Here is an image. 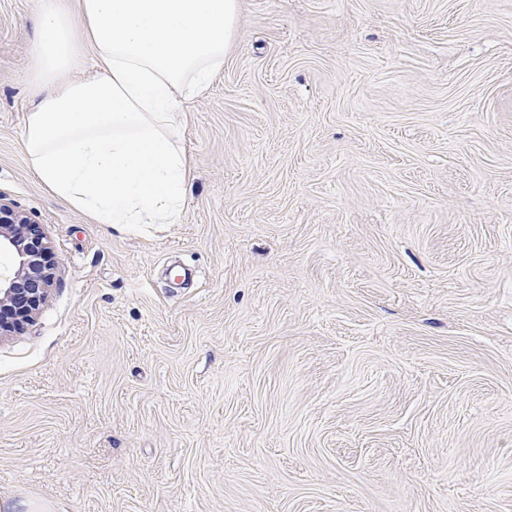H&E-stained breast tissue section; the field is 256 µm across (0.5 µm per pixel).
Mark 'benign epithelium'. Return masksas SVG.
<instances>
[{"label":"benign epithelium","mask_w":512,"mask_h":512,"mask_svg":"<svg viewBox=\"0 0 512 512\" xmlns=\"http://www.w3.org/2000/svg\"><path fill=\"white\" fill-rule=\"evenodd\" d=\"M47 250L41 227L0 195V252L14 258L13 271L0 273V337L22 331L45 302L53 279Z\"/></svg>","instance_id":"7a95c632"}]
</instances>
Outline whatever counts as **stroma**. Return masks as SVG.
<instances>
[{
	"label": "stroma",
	"instance_id": "obj_1",
	"mask_svg": "<svg viewBox=\"0 0 512 512\" xmlns=\"http://www.w3.org/2000/svg\"><path fill=\"white\" fill-rule=\"evenodd\" d=\"M54 279L0 338V499L40 512H512V0H240L177 224H94L21 144Z\"/></svg>",
	"mask_w": 512,
	"mask_h": 512
}]
</instances>
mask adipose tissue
Listing matches in <instances>:
<instances>
[{
  "label": "adipose tissue",
  "instance_id": "ef3b65f1",
  "mask_svg": "<svg viewBox=\"0 0 512 512\" xmlns=\"http://www.w3.org/2000/svg\"><path fill=\"white\" fill-rule=\"evenodd\" d=\"M35 4L22 130L33 173L93 223H179L186 104L223 69L240 0ZM87 58L95 77H77ZM64 71L71 80H60Z\"/></svg>",
  "mask_w": 512,
  "mask_h": 512
}]
</instances>
